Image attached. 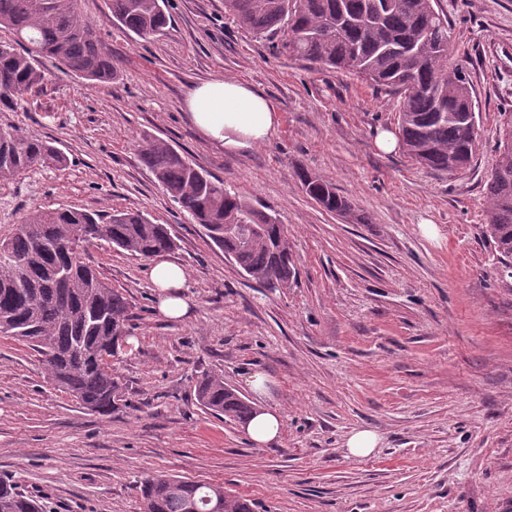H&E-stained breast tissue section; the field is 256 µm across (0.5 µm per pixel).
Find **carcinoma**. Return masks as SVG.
<instances>
[{
  "label": "carcinoma",
  "instance_id": "1",
  "mask_svg": "<svg viewBox=\"0 0 512 512\" xmlns=\"http://www.w3.org/2000/svg\"><path fill=\"white\" fill-rule=\"evenodd\" d=\"M112 21L142 39L170 23L164 0H110ZM224 10L258 38L277 41L298 60L338 73H356L401 95L398 134L406 155L438 172L466 168L479 142L473 116L460 111L473 95L464 72L451 64L449 24L438 0H224ZM0 109L21 104L45 80L39 58L51 57L89 81L110 82L117 68L77 0H0ZM144 165L175 207L201 225L224 255L264 288H286L295 263L284 225L224 182L191 163L165 141L138 145ZM51 142L0 128V180L40 167H61ZM305 193L324 210L366 223L351 201L322 176L298 173ZM482 228L512 279V115L503 122L486 185ZM252 227L246 237L229 226ZM105 241L134 256L170 253L168 228L140 212L109 215L75 208L42 209L0 239V335L22 341L42 358L48 378L82 408L110 416L119 397L108 358L130 335V303L95 266L73 264L69 245ZM198 403L224 421L244 423L255 408L219 374L196 386ZM143 512H254L224 487L162 472L139 481ZM0 512H43L38 500L0 478Z\"/></svg>",
  "mask_w": 512,
  "mask_h": 512
}]
</instances>
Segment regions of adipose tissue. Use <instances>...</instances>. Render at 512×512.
<instances>
[{"mask_svg": "<svg viewBox=\"0 0 512 512\" xmlns=\"http://www.w3.org/2000/svg\"><path fill=\"white\" fill-rule=\"evenodd\" d=\"M186 107L192 122L211 141L230 150L246 149L267 140L278 115L269 101L243 83L214 79L189 92ZM149 275L160 291L159 310L171 320L189 312L182 294L185 272L163 258H154Z\"/></svg>", "mask_w": 512, "mask_h": 512, "instance_id": "adipose-tissue-1", "label": "adipose tissue"}]
</instances>
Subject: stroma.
<instances>
[{"label":"stroma","mask_w":512,"mask_h":512,"mask_svg":"<svg viewBox=\"0 0 512 512\" xmlns=\"http://www.w3.org/2000/svg\"><path fill=\"white\" fill-rule=\"evenodd\" d=\"M77 6L117 77L95 84L46 58L42 88L0 112V128L67 159L0 180V237L39 207L142 211L176 240L168 259L186 272L190 313L158 312L149 260L88 247L131 303L129 346L110 360L123 399L109 417L81 408L48 383L38 353L0 337V477L46 512H142L136 484L158 471L222 485L255 512H512V283L481 229L512 112V0H439L479 110L480 150L451 175L378 149L376 130L398 128V96L272 48L224 0H167L170 25L150 40L112 23L107 0ZM216 78L276 110L264 143L230 151L193 124L186 96ZM147 137L278 216L296 263L288 287H260L176 209L140 160ZM302 169L366 223L310 199ZM256 372L269 379L262 397L248 384ZM209 373L278 411L279 442L253 443L206 413L195 385ZM359 430L378 445L355 458L345 443Z\"/></svg>","instance_id":"stroma-1"}]
</instances>
